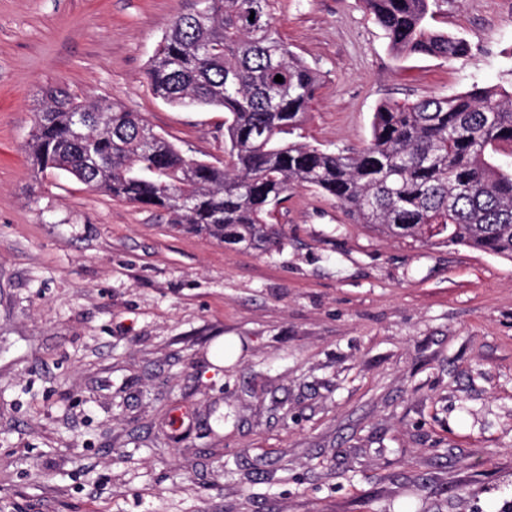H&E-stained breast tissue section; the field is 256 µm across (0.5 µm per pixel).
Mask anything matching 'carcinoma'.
Segmentation results:
<instances>
[{"label": "carcinoma", "instance_id": "1", "mask_svg": "<svg viewBox=\"0 0 512 512\" xmlns=\"http://www.w3.org/2000/svg\"><path fill=\"white\" fill-rule=\"evenodd\" d=\"M363 2L399 55L470 53L464 39L430 26L429 0ZM269 3L211 0L207 14L177 15L147 69L166 103L224 110V163L187 157L159 133L146 140L145 120L118 104L51 87L27 143L34 166L164 210L175 229L266 252L280 246L277 208L301 187L388 237L512 261V93L474 85L383 103L363 148L311 146L304 124L323 81L288 49Z\"/></svg>", "mask_w": 512, "mask_h": 512}]
</instances>
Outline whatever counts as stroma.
<instances>
[{
	"mask_svg": "<svg viewBox=\"0 0 512 512\" xmlns=\"http://www.w3.org/2000/svg\"><path fill=\"white\" fill-rule=\"evenodd\" d=\"M194 0H0V512H512V261L393 240L298 188L281 250L173 230L25 150L43 91L224 157L146 69ZM324 77L304 134L512 90V0H443L469 56H396L362 0H271Z\"/></svg>",
	"mask_w": 512,
	"mask_h": 512,
	"instance_id": "stroma-1",
	"label": "stroma"
}]
</instances>
